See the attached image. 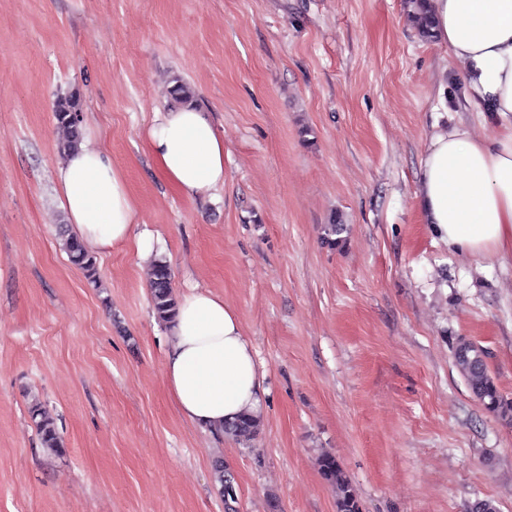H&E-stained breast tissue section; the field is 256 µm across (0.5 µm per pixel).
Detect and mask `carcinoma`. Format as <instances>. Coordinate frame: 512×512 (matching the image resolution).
I'll return each mask as SVG.
<instances>
[{
  "label": "carcinoma",
  "instance_id": "cac0c4a2",
  "mask_svg": "<svg viewBox=\"0 0 512 512\" xmlns=\"http://www.w3.org/2000/svg\"><path fill=\"white\" fill-rule=\"evenodd\" d=\"M407 11L410 12L413 23L419 35L424 39L432 38V15L430 0H407ZM81 112L80 100L76 95L61 96L56 100L54 112L56 122L64 130L63 137L58 142L60 153L67 154L78 149L81 135L78 129V113ZM346 224L339 216H332L329 224L325 225L324 242L336 246L342 241ZM63 250L70 263L81 269L87 281L94 287H99L98 271L93 254L84 243L64 226H59ZM151 300L158 319L168 322L176 311L177 297L173 291L172 273L169 265L157 261L150 270ZM454 365L465 379L472 394L489 412L495 414L508 425H512V399L504 397L494 378L488 371L486 352L483 348L465 338H460L453 347ZM30 417L35 423L42 446L53 451L64 447L57 427L53 420L44 416L39 404L31 405ZM260 428V420L253 417H243L231 423L224 424V433L239 439H253ZM319 469L326 481L336 487L337 512H361L360 502L347 476L330 454L319 457ZM214 481L224 499L225 509L236 512L237 492L231 480L227 479L228 472L224 463L216 461L213 467Z\"/></svg>",
  "mask_w": 512,
  "mask_h": 512
}]
</instances>
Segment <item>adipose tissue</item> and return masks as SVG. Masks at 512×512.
Listing matches in <instances>:
<instances>
[{"mask_svg": "<svg viewBox=\"0 0 512 512\" xmlns=\"http://www.w3.org/2000/svg\"><path fill=\"white\" fill-rule=\"evenodd\" d=\"M433 35L459 66L467 99L495 123L436 131L417 193L424 223L449 248L473 258L512 256V0H431ZM154 162L177 192L194 199L224 185V140L208 112L178 104L145 131ZM61 204L80 240L106 252L133 246L143 260L154 238L134 234L137 210L110 154L91 140L56 168ZM165 363L169 391L189 422L214 431L259 414L266 390L254 349L223 297L197 287L178 299Z\"/></svg>", "mask_w": 512, "mask_h": 512, "instance_id": "obj_1", "label": "adipose tissue"}]
</instances>
